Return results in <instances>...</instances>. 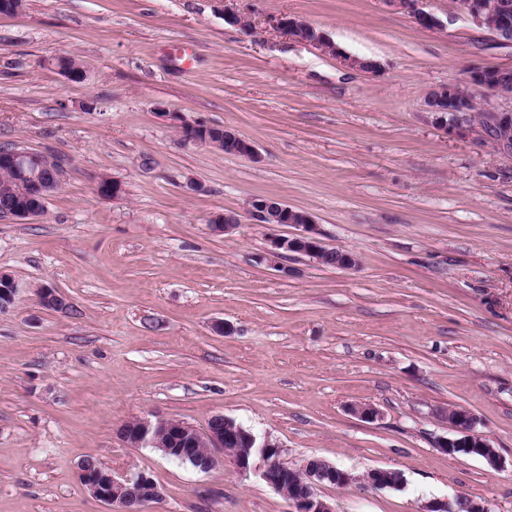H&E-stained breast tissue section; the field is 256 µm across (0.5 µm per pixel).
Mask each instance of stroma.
Wrapping results in <instances>:
<instances>
[{
	"mask_svg": "<svg viewBox=\"0 0 512 512\" xmlns=\"http://www.w3.org/2000/svg\"><path fill=\"white\" fill-rule=\"evenodd\" d=\"M28 0L0 14V146L65 167L31 221L0 218V512H107L77 476L93 458L162 490L142 512H289L254 471L203 473L118 430L135 418L205 429L221 414L355 477L319 486L336 512H424L464 493L512 512V156L439 129L429 92L474 64L511 67L454 0L419 28L387 0ZM300 17L343 66L272 26ZM77 55L87 75L57 70ZM233 130L257 158L180 141L166 119ZM121 186L98 191L101 177ZM198 191H187V182ZM306 211L354 268L267 257L281 224L252 198ZM243 221L212 234L213 214ZM69 309L44 308L38 288ZM366 403V421L350 411ZM475 415L502 463L438 448L442 411ZM373 469L399 472L376 489Z\"/></svg>",
	"mask_w": 512,
	"mask_h": 512,
	"instance_id": "1",
	"label": "stroma"
}]
</instances>
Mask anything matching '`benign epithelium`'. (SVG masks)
I'll return each mask as SVG.
<instances>
[{
    "label": "benign epithelium",
    "mask_w": 512,
    "mask_h": 512,
    "mask_svg": "<svg viewBox=\"0 0 512 512\" xmlns=\"http://www.w3.org/2000/svg\"><path fill=\"white\" fill-rule=\"evenodd\" d=\"M397 9L407 13L417 25L434 29L439 19L424 10L422 0H386ZM459 7L489 39L499 45L512 47V5L507 0H459ZM276 28L288 32L295 39L314 45L321 51L335 56L353 69L361 68V60L340 54L336 45L316 31L305 21L290 15H281L271 20ZM503 68L476 65L465 72L462 78L434 89L428 96V112L435 124L461 137H474L490 142L500 152L512 155V138L501 135V130L512 126V108L501 109L494 99L512 101V91L501 85ZM483 99H478L477 94ZM170 124L178 129L186 143L208 145L204 137L209 125L189 120L176 112L164 113ZM224 148L233 154L253 157L255 146L235 133L224 131ZM55 160L47 152H34L16 148L0 152V166L11 168L52 169ZM41 215L38 206L20 202L3 216L18 220H32ZM248 218L253 224L275 227L292 224L300 232L290 237L275 235L269 239V259L272 262L290 252L318 258L328 253L317 237V224L306 212L296 210L281 200L271 197H255L248 207ZM17 288L15 280L0 270V307H6L14 300ZM43 307L56 309L65 304V298L53 288H45L40 294ZM451 430L461 435L459 439H447L439 448L452 453L467 444L474 445L470 452L486 446V439L477 431V419L466 410H459L449 422ZM178 435L190 448L199 446L207 449L204 457H194V468L201 472L215 469L223 459H230L241 470L257 468L261 479L275 491L288 498L291 512H335L333 506L317 494V487L326 482L340 481L347 485L354 477L337 470L336 466L318 458L310 459L298 468L288 466L284 460L285 449L278 442L266 439L257 442L255 436L243 426L222 415L213 416L205 430L200 431L186 423H175L169 419L154 421L139 418L124 424L119 435L127 445L153 447L157 445L158 433ZM81 485L98 501L108 507H119L120 512H139L143 503L161 497V489L144 472L116 475L93 459L85 460L78 466Z\"/></svg>",
    "instance_id": "7a95c632"
}]
</instances>
